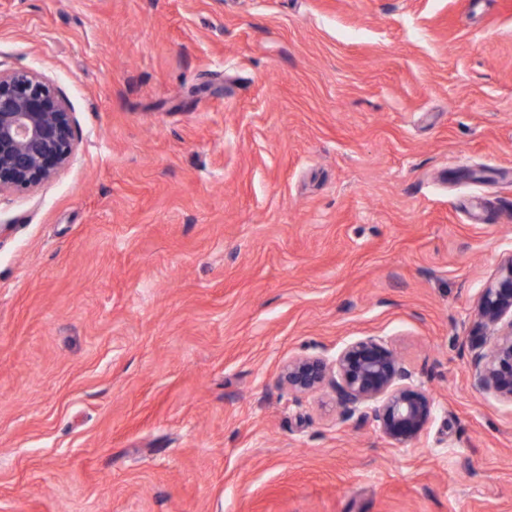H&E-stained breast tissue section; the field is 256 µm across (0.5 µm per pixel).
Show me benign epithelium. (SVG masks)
Returning a JSON list of instances; mask_svg holds the SVG:
<instances>
[{
	"mask_svg": "<svg viewBox=\"0 0 512 512\" xmlns=\"http://www.w3.org/2000/svg\"><path fill=\"white\" fill-rule=\"evenodd\" d=\"M75 118L62 91L32 70H0V193L30 191L68 164ZM471 345L473 386L512 404V254L477 294ZM281 380L297 394L332 389L345 418L371 416L396 448L411 446L432 418L434 402L380 339L351 342L329 358L289 360Z\"/></svg>",
	"mask_w": 512,
	"mask_h": 512,
	"instance_id": "7a95c632",
	"label": "benign epithelium"
}]
</instances>
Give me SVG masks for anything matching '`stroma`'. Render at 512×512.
<instances>
[{"label":"stroma","mask_w":512,"mask_h":512,"mask_svg":"<svg viewBox=\"0 0 512 512\" xmlns=\"http://www.w3.org/2000/svg\"><path fill=\"white\" fill-rule=\"evenodd\" d=\"M0 68L76 139L0 194V512H512V0H0ZM366 336L412 447L280 380ZM471 344L473 386L485 395L512 405V254L480 288L474 306Z\"/></svg>","instance_id":"35a3bbf8"}]
</instances>
